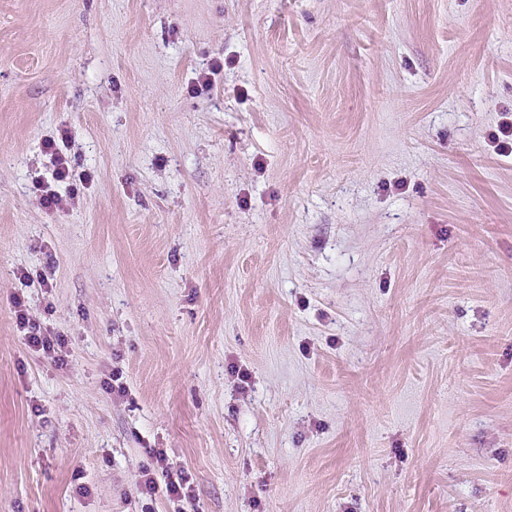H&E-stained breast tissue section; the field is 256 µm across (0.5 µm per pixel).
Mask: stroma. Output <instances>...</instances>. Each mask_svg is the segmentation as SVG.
Listing matches in <instances>:
<instances>
[{
	"label": "stroma",
	"mask_w": 512,
	"mask_h": 512,
	"mask_svg": "<svg viewBox=\"0 0 512 512\" xmlns=\"http://www.w3.org/2000/svg\"><path fill=\"white\" fill-rule=\"evenodd\" d=\"M506 123L512 0H0V512H512ZM43 148L44 152L51 156V163L53 166L52 177L54 182L58 184H65L69 188L72 187L70 183L74 180L75 171L71 158L57 148L54 139H46L43 142ZM70 190H72V188H70ZM13 303L14 306L19 309L17 312L20 327L25 329L27 326L29 329L28 333L26 334V343L29 347L50 353H55V346L60 348L62 347L64 341L61 339V337L51 336L50 334L48 336L42 334L40 327L30 322L26 311L24 309H20L24 305L18 296L14 298Z\"/></svg>",
	"instance_id": "35a3bbf8"
}]
</instances>
